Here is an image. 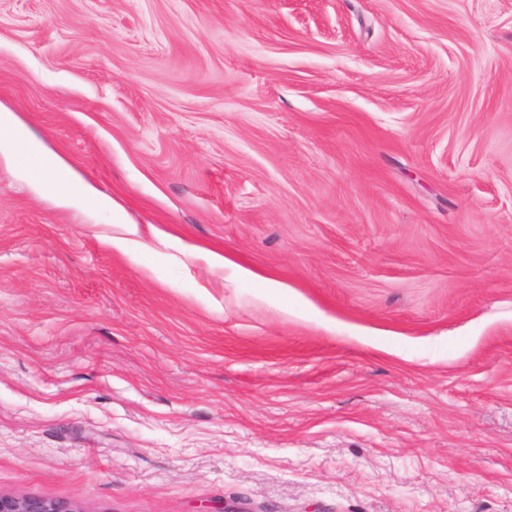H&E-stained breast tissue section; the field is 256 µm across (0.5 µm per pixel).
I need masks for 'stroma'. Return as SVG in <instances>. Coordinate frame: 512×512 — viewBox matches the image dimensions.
I'll return each instance as SVG.
<instances>
[{
  "instance_id": "stroma-1",
  "label": "stroma",
  "mask_w": 512,
  "mask_h": 512,
  "mask_svg": "<svg viewBox=\"0 0 512 512\" xmlns=\"http://www.w3.org/2000/svg\"><path fill=\"white\" fill-rule=\"evenodd\" d=\"M1 112L198 252L0 153V495L512 512V0H0ZM96 207L106 216L108 223L113 224L112 237L105 238L112 250L135 256L147 248V244L141 239L137 224L128 220L124 208L117 201L100 199Z\"/></svg>"
}]
</instances>
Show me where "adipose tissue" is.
<instances>
[{
  "instance_id": "obj_1",
  "label": "adipose tissue",
  "mask_w": 512,
  "mask_h": 512,
  "mask_svg": "<svg viewBox=\"0 0 512 512\" xmlns=\"http://www.w3.org/2000/svg\"><path fill=\"white\" fill-rule=\"evenodd\" d=\"M0 147L20 149L26 167L40 177L46 191L70 202H79L87 197V187L72 166L59 156L45 152L37 144L20 136L0 138ZM96 207L113 226L112 235L108 239L113 250L134 256L145 249L146 244L137 225L128 220L124 208L117 201L101 199L97 201Z\"/></svg>"
}]
</instances>
